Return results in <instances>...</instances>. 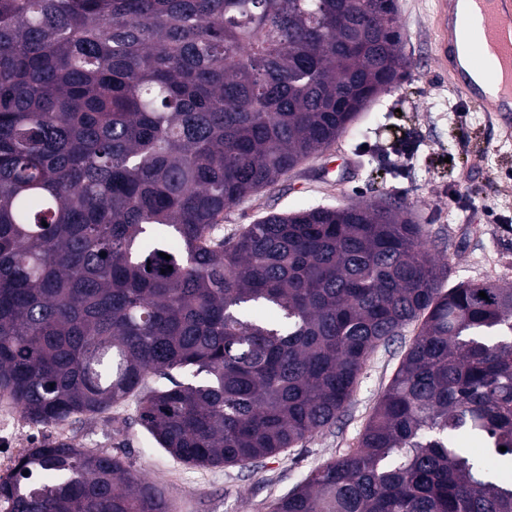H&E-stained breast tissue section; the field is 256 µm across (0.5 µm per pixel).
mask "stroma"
Wrapping results in <instances>:
<instances>
[{"label": "stroma", "mask_w": 512, "mask_h": 512, "mask_svg": "<svg viewBox=\"0 0 512 512\" xmlns=\"http://www.w3.org/2000/svg\"><path fill=\"white\" fill-rule=\"evenodd\" d=\"M406 73L340 138L336 154L299 165L275 189L224 214L233 235L270 212L383 201L406 205L438 261H452L450 284L493 280L512 286V136L486 110L472 107L456 77L432 56L437 0H397ZM399 127L414 148L397 164L374 146ZM417 332L379 347L367 361L342 418L303 445L257 466L194 468L159 448L127 400L107 413L35 427L0 400V475L13 471L28 448L67 439L93 453H116L131 470L162 488L175 512H270L314 467L356 448L358 439Z\"/></svg>", "instance_id": "obj_1"}]
</instances>
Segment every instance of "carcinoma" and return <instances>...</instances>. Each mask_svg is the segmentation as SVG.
Returning a JSON list of instances; mask_svg holds the SVG:
<instances>
[{"label": "carcinoma", "mask_w": 512, "mask_h": 512, "mask_svg": "<svg viewBox=\"0 0 512 512\" xmlns=\"http://www.w3.org/2000/svg\"><path fill=\"white\" fill-rule=\"evenodd\" d=\"M405 68L396 0H0V396L44 426L138 392L172 457L247 468L336 424L416 323L357 449L272 512H512L511 286L445 288L399 205L222 232ZM2 501L171 512L68 441L28 449Z\"/></svg>", "instance_id": "cac0c4a2"}]
</instances>
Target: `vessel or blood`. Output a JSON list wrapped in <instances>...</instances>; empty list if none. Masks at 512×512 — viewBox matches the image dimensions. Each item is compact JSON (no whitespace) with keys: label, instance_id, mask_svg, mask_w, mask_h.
<instances>
[{"label":"vessel or blood","instance_id":"b4317fda","mask_svg":"<svg viewBox=\"0 0 512 512\" xmlns=\"http://www.w3.org/2000/svg\"><path fill=\"white\" fill-rule=\"evenodd\" d=\"M499 0H474L473 25L448 28V0H440L435 18L438 40L435 55L441 69L456 70L458 42L468 47L467 64L478 72L482 85L465 84L470 102L490 112H512V11L498 7Z\"/></svg>","mask_w":512,"mask_h":512}]
</instances>
